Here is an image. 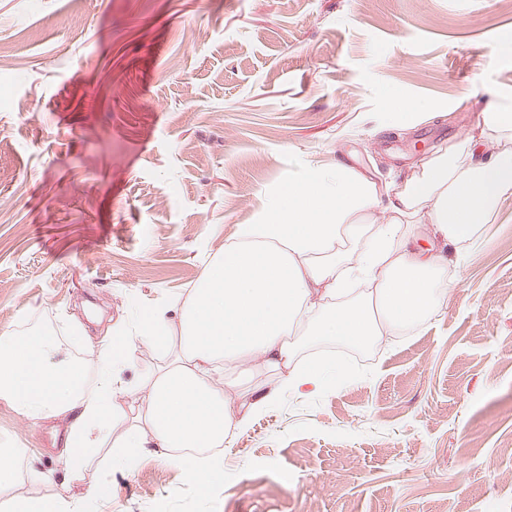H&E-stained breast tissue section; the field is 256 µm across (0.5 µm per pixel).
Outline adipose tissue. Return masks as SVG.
Listing matches in <instances>:
<instances>
[{
  "label": "adipose tissue",
  "mask_w": 512,
  "mask_h": 512,
  "mask_svg": "<svg viewBox=\"0 0 512 512\" xmlns=\"http://www.w3.org/2000/svg\"><path fill=\"white\" fill-rule=\"evenodd\" d=\"M511 197L512 107L501 105L482 112L478 135L434 152L387 195L345 169H309L271 196L256 223L241 226L175 312L133 321L92 365L52 370L53 336L1 334L0 397L29 419L68 421L63 460L77 478L91 450L125 425L118 399L141 395L143 423L126 426L114 465L131 467L148 448L212 488L224 479L216 447L252 412L346 379L342 364L302 359L303 350L419 327L455 286L450 264L482 243ZM143 346L167 350V362L123 385L115 370ZM15 459L14 449L0 448V512H100L107 491L98 484L19 494Z\"/></svg>",
  "instance_id": "adipose-tissue-1"
}]
</instances>
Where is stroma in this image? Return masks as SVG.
Wrapping results in <instances>:
<instances>
[{"instance_id": "stroma-1", "label": "stroma", "mask_w": 512, "mask_h": 512, "mask_svg": "<svg viewBox=\"0 0 512 512\" xmlns=\"http://www.w3.org/2000/svg\"><path fill=\"white\" fill-rule=\"evenodd\" d=\"M0 49V334L49 328L57 368L189 295L309 168L384 185L512 105L499 0H0ZM454 272L408 335L314 350L356 381L235 431L208 494L149 453L83 484L103 512H512V198ZM63 434L0 400V441L50 478L20 493L71 486Z\"/></svg>"}]
</instances>
